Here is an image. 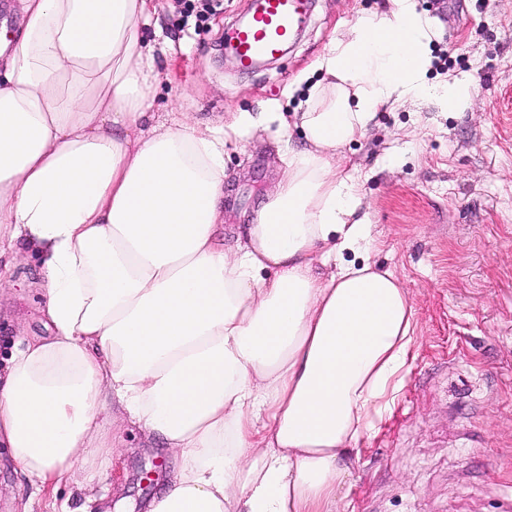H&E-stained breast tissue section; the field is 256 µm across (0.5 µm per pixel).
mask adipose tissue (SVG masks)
<instances>
[{
  "label": "adipose tissue",
  "mask_w": 512,
  "mask_h": 512,
  "mask_svg": "<svg viewBox=\"0 0 512 512\" xmlns=\"http://www.w3.org/2000/svg\"><path fill=\"white\" fill-rule=\"evenodd\" d=\"M0 47V255L34 253L46 336L0 371V445L40 488L94 482L130 424L174 454L147 512H336L347 460L393 400L413 308L374 246L344 147L384 107H465L429 81L436 29L388 0L332 37L326 83L280 134L274 192L224 239V151L247 112L151 125L154 0H19Z\"/></svg>",
  "instance_id": "1"
}]
</instances>
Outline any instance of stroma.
Returning a JSON list of instances; mask_svg holds the SVG:
<instances>
[{
  "instance_id": "obj_1",
  "label": "stroma",
  "mask_w": 512,
  "mask_h": 512,
  "mask_svg": "<svg viewBox=\"0 0 512 512\" xmlns=\"http://www.w3.org/2000/svg\"><path fill=\"white\" fill-rule=\"evenodd\" d=\"M144 28L156 47V121L171 112L214 119L293 109L320 73L290 88L339 21L387 0H314L296 43L266 66L223 59L228 31L252 0H155ZM438 26L447 70L472 78L466 108L431 102L381 109L344 153L360 180L377 242L367 258L392 271L413 306V346L389 408L355 446L338 512H512V0H418ZM278 125L228 143L224 221L245 223L280 176ZM0 292V366L20 337L42 336L36 257L17 254ZM103 463L92 499L69 487L36 491L0 447V512H53L73 497L84 512H146L174 459L135 430Z\"/></svg>"
}]
</instances>
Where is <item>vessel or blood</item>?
I'll list each match as a JSON object with an SVG mask.
<instances>
[{
	"mask_svg": "<svg viewBox=\"0 0 512 512\" xmlns=\"http://www.w3.org/2000/svg\"><path fill=\"white\" fill-rule=\"evenodd\" d=\"M309 9V0H261L253 16L231 33L238 66L248 70L258 61L278 56L306 22Z\"/></svg>",
	"mask_w": 512,
	"mask_h": 512,
	"instance_id": "obj_1",
	"label": "vessel or blood"
}]
</instances>
